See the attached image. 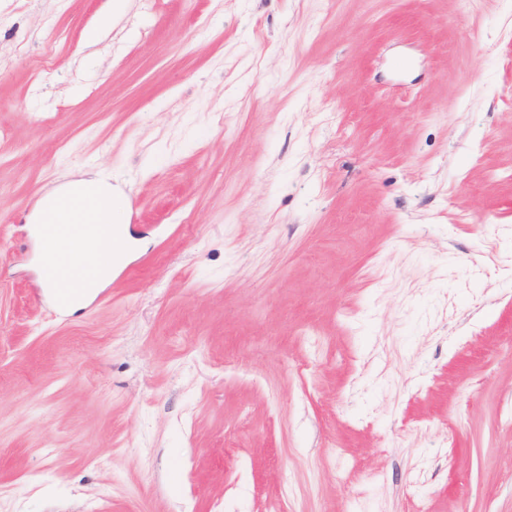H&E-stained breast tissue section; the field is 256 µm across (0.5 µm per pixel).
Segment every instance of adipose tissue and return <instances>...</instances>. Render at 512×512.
Returning <instances> with one entry per match:
<instances>
[{"label":"adipose tissue","mask_w":512,"mask_h":512,"mask_svg":"<svg viewBox=\"0 0 512 512\" xmlns=\"http://www.w3.org/2000/svg\"><path fill=\"white\" fill-rule=\"evenodd\" d=\"M35 223L52 225L40 242L53 258L66 260L73 270L107 253L122 261L125 200L108 177L91 174L43 195Z\"/></svg>","instance_id":"ef3b65f1"}]
</instances>
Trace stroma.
Instances as JSON below:
<instances>
[{"label":"stroma","instance_id":"1","mask_svg":"<svg viewBox=\"0 0 512 512\" xmlns=\"http://www.w3.org/2000/svg\"><path fill=\"white\" fill-rule=\"evenodd\" d=\"M112 2L0 0V512H512V0ZM32 224L53 226L50 233L39 230L34 235L50 256L66 260L75 272L100 253H107L104 269L91 289L63 307L69 313L83 308L88 297L112 278V261L124 259V195L102 174H90L43 195ZM112 224H122L120 230L115 228L113 238ZM73 239L83 242L82 250ZM43 273L69 287L58 288L60 297L64 299L69 298L75 290H80L86 283L90 282L94 278L93 267H87L80 278L71 277L67 265L63 262L54 266H46Z\"/></svg>","mask_w":512,"mask_h":512}]
</instances>
